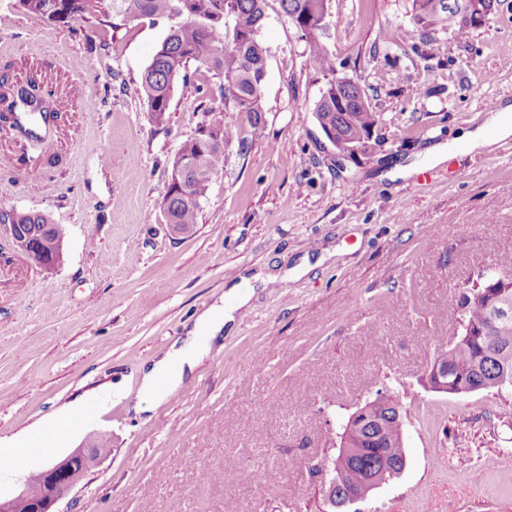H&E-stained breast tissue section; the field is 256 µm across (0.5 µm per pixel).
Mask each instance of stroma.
Instances as JSON below:
<instances>
[{
    "mask_svg": "<svg viewBox=\"0 0 512 512\" xmlns=\"http://www.w3.org/2000/svg\"><path fill=\"white\" fill-rule=\"evenodd\" d=\"M411 4L328 2L339 73L379 119L372 149L350 159L322 137L325 80L267 0L264 132L225 148L180 234L162 207L174 155L204 119L245 131L246 115L201 101L193 70L155 122L139 85L169 20L63 24L0 0V92L37 76L58 113L38 143L0 125V209L65 229L50 271L0 239V456L46 441L0 467V494L48 455L97 446L108 455L71 512H332L313 464L330 462L358 405L404 389L405 469L351 512H512V387L459 397L425 380L461 333L462 292L512 256V139L387 177L481 125L488 100L512 102V0L467 38L439 30L416 47ZM255 274L275 286L257 285L181 386L136 410L142 368Z\"/></svg>",
    "mask_w": 512,
    "mask_h": 512,
    "instance_id": "obj_1",
    "label": "stroma"
}]
</instances>
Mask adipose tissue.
Listing matches in <instances>:
<instances>
[{"label": "adipose tissue", "instance_id": "1", "mask_svg": "<svg viewBox=\"0 0 512 512\" xmlns=\"http://www.w3.org/2000/svg\"><path fill=\"white\" fill-rule=\"evenodd\" d=\"M511 137L512 104L503 102L489 113L482 125L462 131L454 146L470 152L483 151ZM451 147L443 144L427 147L424 152L425 162L432 166L445 162ZM251 296L249 279H242L238 285L229 288L221 304L213 305L197 317L181 346L171 348L164 358L143 368L141 394L155 397L177 389L185 371L194 368L203 356L208 355L218 334L232 321L234 312L245 306Z\"/></svg>", "mask_w": 512, "mask_h": 512}]
</instances>
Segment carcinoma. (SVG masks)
I'll return each instance as SVG.
<instances>
[{
	"instance_id": "cac0c4a2",
	"label": "carcinoma",
	"mask_w": 512,
	"mask_h": 512,
	"mask_svg": "<svg viewBox=\"0 0 512 512\" xmlns=\"http://www.w3.org/2000/svg\"><path fill=\"white\" fill-rule=\"evenodd\" d=\"M27 13L48 20L67 22L92 17H110V13L129 20L167 18L174 21L158 50L146 66L139 87L148 111L156 122L166 120L170 110L175 81L191 62L222 79L219 96L226 112L247 115L250 130L243 136L233 123L202 125L185 140L172 169L184 168L179 178H171L163 198L165 221L181 232L197 223L200 203L207 197L210 181L224 167V145L236 140L240 149L248 147V138L259 137L265 128L261 105V68L266 62V47L258 30L263 25L267 0H57L55 11H46L47 0H17ZM328 0H280L300 38L314 69L325 79L326 101H316V122L336 133V143L354 142L371 134L376 123L365 95L341 92L345 107H336V54L327 47V26L312 24L301 27L302 17L324 14ZM486 0H412L406 37L410 42L424 41L437 30H447L462 38L473 27L461 25L455 15L462 9L480 11ZM22 224L33 233L32 246L25 254L29 263L42 267L61 249L64 231L61 225L47 222L40 213L29 211L23 219L11 217V211L0 210V224ZM459 315L466 325L480 328L476 337H464L451 347L440 349L436 357L446 359L448 382L466 377L475 391H502L499 364L487 353L508 349L512 359V322L508 327L494 323L483 298L467 288L461 295ZM391 408L385 413L372 412L378 420L373 430L344 426L348 452L336 455L351 475V488L358 495L370 491L369 479L383 463L405 461L401 427Z\"/></svg>"
}]
</instances>
